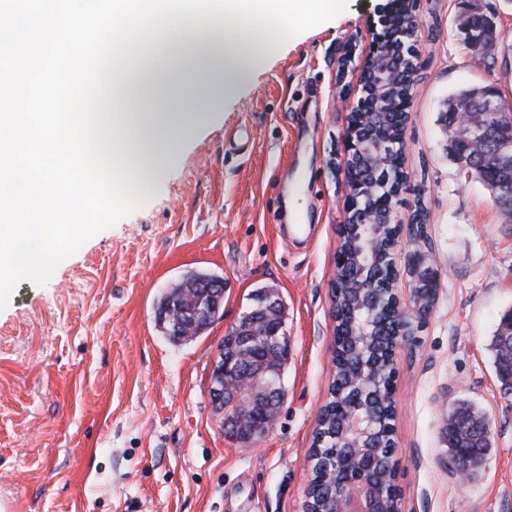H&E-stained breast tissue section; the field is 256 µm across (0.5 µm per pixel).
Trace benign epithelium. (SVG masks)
<instances>
[{"label":"benign epithelium","mask_w":512,"mask_h":512,"mask_svg":"<svg viewBox=\"0 0 512 512\" xmlns=\"http://www.w3.org/2000/svg\"><path fill=\"white\" fill-rule=\"evenodd\" d=\"M364 74L372 75V98L368 104L359 103L350 113L360 115L367 112L392 114L390 89L399 80L400 62L392 57V49L381 37L376 38L372 54L363 68ZM480 111L474 112L467 104L456 109L457 121L449 128L450 139L466 144L469 148L484 153L485 160L507 173V177L487 184L507 216L512 215V119L507 124L487 120L490 115L509 111L495 93L482 91L479 98ZM348 157L358 161L374 173V179L365 188V195L372 199L381 194L380 185L388 174L383 172L384 158L394 151L391 142H372L355 137L352 124H347L344 133ZM355 212L359 218L348 222L346 238L353 239L354 260L350 268V279L356 288L349 296V305L344 314L348 318V336L351 338L352 355L357 366L352 372V385L348 398V411L341 421V430L349 436L350 447L364 448V438L369 435L372 423V398L365 369L379 367L388 369L389 364L368 356L359 340L369 335V325L355 320L356 311L370 304L377 293V278L373 276L376 252L382 250L379 228L382 224L399 225L397 212L376 207L361 208L354 196H349L347 213ZM407 275L410 278L409 306L400 307L395 288H390L393 314L403 323V331L393 338L390 354L396 349L412 347L417 342L416 333L431 313L438 293V278L429 256L416 249L409 256ZM224 292L210 296L209 301L191 300L176 311V315L163 317L171 320L176 334L182 335L200 322H210L218 312ZM282 324H272L266 330H257L243 322L235 328L238 348L242 352L225 360L224 345H219L214 379L211 380V397L215 405H224V430L242 441L251 443L257 436L254 427L255 410L262 405L274 408L286 397L283 383V359L288 357V341L281 334ZM336 491L332 512H383L376 486L356 473V458L341 453L336 458Z\"/></svg>","instance_id":"benign-epithelium-1"}]
</instances>
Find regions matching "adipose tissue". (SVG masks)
I'll return each mask as SVG.
<instances>
[{"mask_svg":"<svg viewBox=\"0 0 512 512\" xmlns=\"http://www.w3.org/2000/svg\"><path fill=\"white\" fill-rule=\"evenodd\" d=\"M163 35L141 38L127 47L109 73L102 115L106 148L133 187L147 185L170 158L172 146L155 147V129L183 128L216 85L232 87L251 60L271 51L276 37L257 33L241 18L225 17L223 26L195 30L185 19L169 16ZM176 65L180 93L173 104H159L155 75L165 63Z\"/></svg>","mask_w":512,"mask_h":512,"instance_id":"ef3b65f1","label":"adipose tissue"}]
</instances>
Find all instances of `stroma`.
<instances>
[{"label": "stroma", "mask_w": 512, "mask_h": 512, "mask_svg": "<svg viewBox=\"0 0 512 512\" xmlns=\"http://www.w3.org/2000/svg\"><path fill=\"white\" fill-rule=\"evenodd\" d=\"M389 0H349L330 21L257 57L233 92L205 100L144 203L66 256L0 310V512H302L317 413L335 374L330 279L346 218L344 132ZM497 30L494 58L463 42L472 13ZM417 68L404 131L392 250L431 254L433 311L397 350L393 390L401 512H512V390L492 339L512 311V220L448 155L459 90L512 103V0H415ZM191 270L220 276L207 330L172 341L160 297ZM261 288L286 309L287 397L250 445L225 434L212 361ZM486 414L492 447L475 479L446 466L445 407Z\"/></svg>", "instance_id": "stroma-1"}]
</instances>
